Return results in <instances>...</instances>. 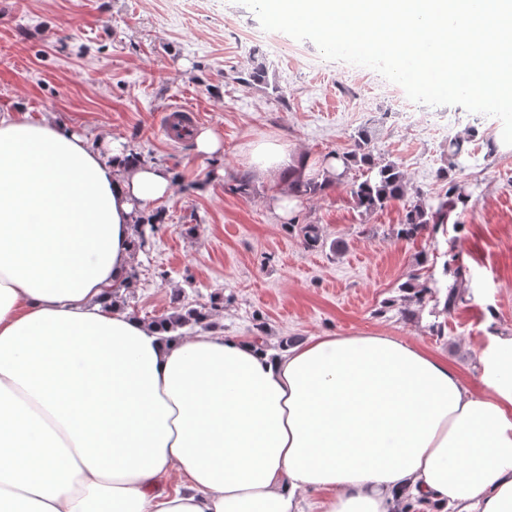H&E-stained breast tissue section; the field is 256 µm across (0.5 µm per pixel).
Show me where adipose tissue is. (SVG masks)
I'll list each match as a JSON object with an SVG mask.
<instances>
[{
	"mask_svg": "<svg viewBox=\"0 0 512 512\" xmlns=\"http://www.w3.org/2000/svg\"><path fill=\"white\" fill-rule=\"evenodd\" d=\"M260 180L324 168L260 145ZM165 167L0 113V512H512V332L471 385L381 333L275 353L110 305Z\"/></svg>",
	"mask_w": 512,
	"mask_h": 512,
	"instance_id": "adipose-tissue-1",
	"label": "adipose tissue"
}]
</instances>
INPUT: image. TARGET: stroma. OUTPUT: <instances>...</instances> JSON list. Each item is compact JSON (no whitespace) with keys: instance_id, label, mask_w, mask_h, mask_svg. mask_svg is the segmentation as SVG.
Masks as SVG:
<instances>
[{"instance_id":"35a3bbf8","label":"stroma","mask_w":512,"mask_h":512,"mask_svg":"<svg viewBox=\"0 0 512 512\" xmlns=\"http://www.w3.org/2000/svg\"><path fill=\"white\" fill-rule=\"evenodd\" d=\"M260 63L282 96L242 81ZM404 97L371 69L328 65L312 41L264 31L238 0H0V113L54 115L174 173L172 195L155 206L151 246L134 254L138 280L122 290V310L150 323L206 306L211 329L259 335L275 350L285 338L387 333L448 358L473 383L489 333L512 332V146L498 118L461 108L426 128L404 112ZM178 102L220 133L222 156L200 160L191 140L165 134L164 111ZM473 125L479 134L467 148L479 165L454 174L476 186L460 233L398 239L405 208L438 189L449 132ZM363 128L373 133L370 150L404 170L405 197L365 214L337 183L296 195L287 217L275 214L273 189L250 162L253 144L277 141L319 162ZM295 224L317 225L323 246L304 248ZM451 255L471 273L465 303L405 320L401 284L415 272L442 279Z\"/></svg>"}]
</instances>
